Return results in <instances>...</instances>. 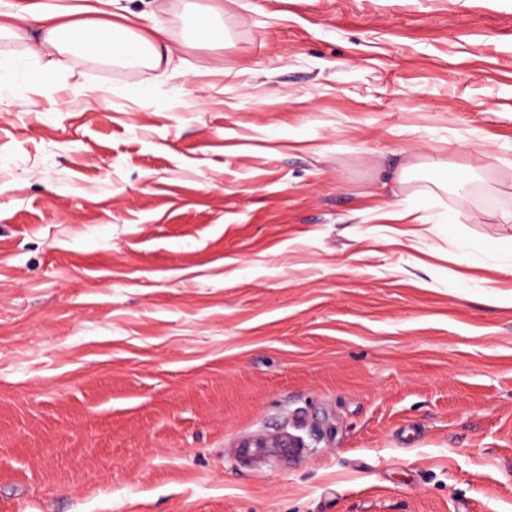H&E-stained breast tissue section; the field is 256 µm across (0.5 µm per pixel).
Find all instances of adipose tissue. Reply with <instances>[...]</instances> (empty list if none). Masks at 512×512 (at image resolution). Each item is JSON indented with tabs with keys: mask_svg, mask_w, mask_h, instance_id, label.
<instances>
[{
	"mask_svg": "<svg viewBox=\"0 0 512 512\" xmlns=\"http://www.w3.org/2000/svg\"><path fill=\"white\" fill-rule=\"evenodd\" d=\"M65 8L34 0L22 10L0 12V36H20L34 32L27 49L30 59H38L48 49L58 55L79 52L97 59H107L124 65H138L149 60L162 64L170 54L163 27L138 32L120 23H98L89 20L65 21Z\"/></svg>",
	"mask_w": 512,
	"mask_h": 512,
	"instance_id": "ef3b65f1",
	"label": "adipose tissue"
}]
</instances>
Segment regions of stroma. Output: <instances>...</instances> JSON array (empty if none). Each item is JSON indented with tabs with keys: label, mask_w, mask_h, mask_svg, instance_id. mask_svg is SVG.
I'll list each match as a JSON object with an SVG mask.
<instances>
[{
	"label": "stroma",
	"mask_w": 512,
	"mask_h": 512,
	"mask_svg": "<svg viewBox=\"0 0 512 512\" xmlns=\"http://www.w3.org/2000/svg\"><path fill=\"white\" fill-rule=\"evenodd\" d=\"M456 2L119 0L171 63L40 86L0 38V512H512V0Z\"/></svg>",
	"instance_id": "stroma-1"
}]
</instances>
